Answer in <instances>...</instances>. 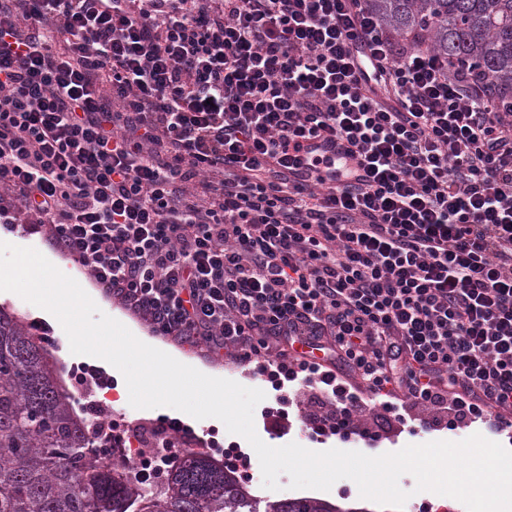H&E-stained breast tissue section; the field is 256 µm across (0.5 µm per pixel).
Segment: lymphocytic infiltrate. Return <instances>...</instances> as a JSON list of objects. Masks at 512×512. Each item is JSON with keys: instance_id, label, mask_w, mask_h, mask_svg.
Wrapping results in <instances>:
<instances>
[{"instance_id": "f902f5d3", "label": "lymphocytic infiltrate", "mask_w": 512, "mask_h": 512, "mask_svg": "<svg viewBox=\"0 0 512 512\" xmlns=\"http://www.w3.org/2000/svg\"><path fill=\"white\" fill-rule=\"evenodd\" d=\"M368 0H0V223L315 438L512 431V102ZM361 176H304L308 140ZM158 417V479L191 439ZM306 145L308 146L307 151L312 150L326 156L336 157L338 164L346 161L355 165L354 161L345 155L344 144L338 140L320 137L309 141Z\"/></svg>"}]
</instances>
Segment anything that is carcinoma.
I'll return each instance as SVG.
<instances>
[{
  "mask_svg": "<svg viewBox=\"0 0 512 512\" xmlns=\"http://www.w3.org/2000/svg\"><path fill=\"white\" fill-rule=\"evenodd\" d=\"M388 29L421 32L448 59L476 63L512 88V0H368ZM98 424L77 414L56 364L31 325L0 306V512H254L245 483L185 449L152 491L94 452ZM264 512H344L313 498Z\"/></svg>",
  "mask_w": 512,
  "mask_h": 512,
  "instance_id": "carcinoma-1",
  "label": "carcinoma"
}]
</instances>
